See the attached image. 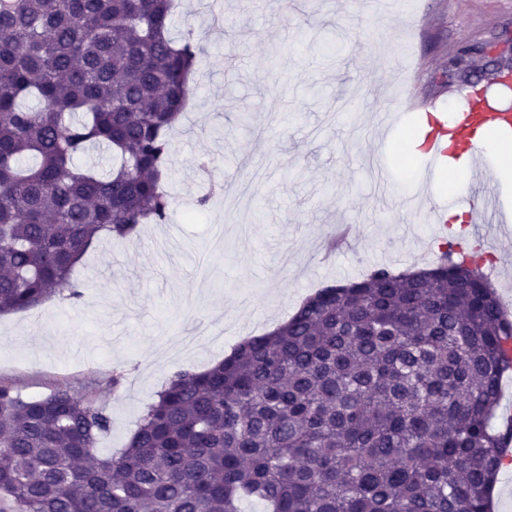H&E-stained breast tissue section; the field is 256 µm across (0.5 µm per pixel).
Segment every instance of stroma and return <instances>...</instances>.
I'll list each match as a JSON object with an SVG mask.
<instances>
[{
  "instance_id": "obj_1",
  "label": "stroma",
  "mask_w": 512,
  "mask_h": 512,
  "mask_svg": "<svg viewBox=\"0 0 512 512\" xmlns=\"http://www.w3.org/2000/svg\"><path fill=\"white\" fill-rule=\"evenodd\" d=\"M222 2L219 35L210 0H178L172 34L202 51L172 132L167 222L96 245L72 276L80 298L56 300L40 327L24 312L0 317V384L26 398L67 388L103 407L106 455L177 370L220 362L318 288L418 265L436 239L420 214L457 208L458 171L419 189L420 160L403 151L418 125L410 107L461 102L457 51L512 38V0Z\"/></svg>"
}]
</instances>
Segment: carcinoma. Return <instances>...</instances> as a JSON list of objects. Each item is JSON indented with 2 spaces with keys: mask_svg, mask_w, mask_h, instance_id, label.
<instances>
[{
  "mask_svg": "<svg viewBox=\"0 0 512 512\" xmlns=\"http://www.w3.org/2000/svg\"><path fill=\"white\" fill-rule=\"evenodd\" d=\"M175 0H0V315L77 297L91 247L164 224L199 58ZM91 149L112 166L75 165ZM512 321L479 262L325 286L177 370L115 456L66 389L0 385V512H493Z\"/></svg>",
  "mask_w": 512,
  "mask_h": 512,
  "instance_id": "1",
  "label": "carcinoma"
}]
</instances>
